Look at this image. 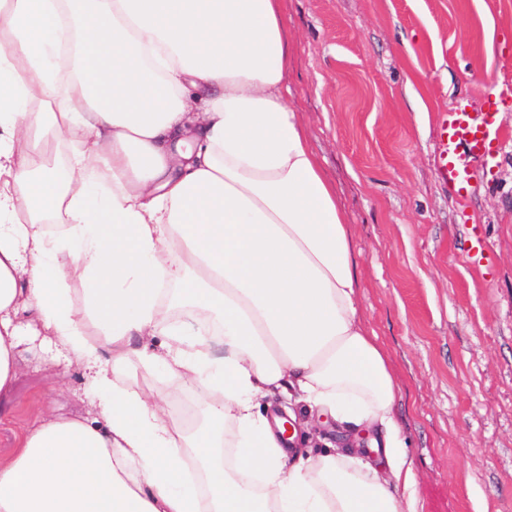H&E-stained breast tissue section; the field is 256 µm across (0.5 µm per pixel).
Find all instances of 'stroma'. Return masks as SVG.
<instances>
[{
    "label": "stroma",
    "instance_id": "stroma-1",
    "mask_svg": "<svg viewBox=\"0 0 512 512\" xmlns=\"http://www.w3.org/2000/svg\"><path fill=\"white\" fill-rule=\"evenodd\" d=\"M290 106L352 230L358 307L397 384L420 512H512V0H281ZM496 92L505 147L467 194L445 183L444 112ZM483 241V255L469 252ZM0 398V456L48 401L91 406L41 341ZM304 451L346 429L297 416Z\"/></svg>",
    "mask_w": 512,
    "mask_h": 512
}]
</instances>
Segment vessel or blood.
Masks as SVG:
<instances>
[{
    "label": "vessel or blood",
    "instance_id": "1",
    "mask_svg": "<svg viewBox=\"0 0 512 512\" xmlns=\"http://www.w3.org/2000/svg\"><path fill=\"white\" fill-rule=\"evenodd\" d=\"M495 96H488L482 111L458 107L448 111L444 121L442 174L451 184H467L472 165L496 161L503 144L496 126Z\"/></svg>",
    "mask_w": 512,
    "mask_h": 512
}]
</instances>
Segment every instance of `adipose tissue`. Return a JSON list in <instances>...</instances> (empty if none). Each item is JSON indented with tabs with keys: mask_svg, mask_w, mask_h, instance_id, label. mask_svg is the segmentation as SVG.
<instances>
[{
	"mask_svg": "<svg viewBox=\"0 0 512 512\" xmlns=\"http://www.w3.org/2000/svg\"><path fill=\"white\" fill-rule=\"evenodd\" d=\"M287 64L279 0H0V397L26 315L95 409L36 412L0 457V512H419L396 384ZM72 137L90 148L59 170L44 146ZM158 371L205 386L201 427L181 430L171 394L139 383ZM272 394L375 426L379 461L292 462L256 411Z\"/></svg>",
	"mask_w": 512,
	"mask_h": 512,
	"instance_id": "obj_1",
	"label": "adipose tissue"
}]
</instances>
